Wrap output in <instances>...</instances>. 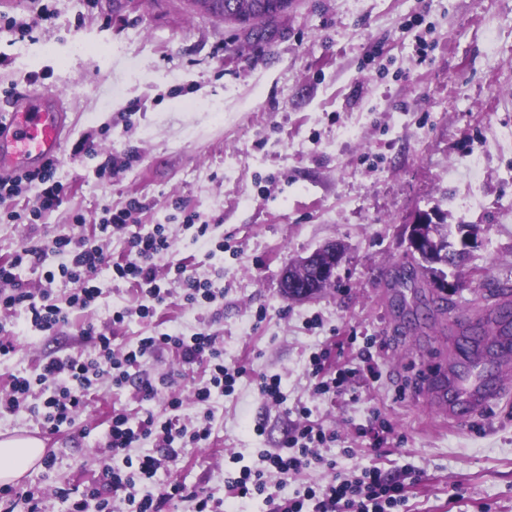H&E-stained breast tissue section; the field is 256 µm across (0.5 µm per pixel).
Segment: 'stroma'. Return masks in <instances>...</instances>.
<instances>
[{"label":"stroma","instance_id":"stroma-1","mask_svg":"<svg viewBox=\"0 0 512 512\" xmlns=\"http://www.w3.org/2000/svg\"><path fill=\"white\" fill-rule=\"evenodd\" d=\"M44 6L57 12L52 23L38 20ZM0 13L36 26L23 42L0 30L10 60L0 66V114L17 97L60 94L56 177L72 187L37 223L0 222V256L72 232L76 214L91 223L137 197L145 207L129 230L165 225L171 247L153 263L172 293L154 316H136L140 292L105 267L99 301L56 333H41L21 310L0 316V335L16 345L0 359V390L48 355L89 350L80 335L89 322L111 327L118 349L158 332L206 331L226 361L250 371L206 406L192 397L204 365L169 351L143 358L126 387L101 380L73 426L47 437L54 468H31L14 483V512H27L31 489L44 512H68L55 491L91 484L108 462L112 412L163 421L171 395L183 400L180 425L210 413L212 436L179 448L155 484L178 480L225 498L228 478L263 469L304 406L338 437L321 455L348 446V474L375 464L403 479L405 512H512V391L460 426L430 406L420 382L430 362L455 367L462 333L489 317L497 289L512 290V141L503 138L512 131V0H292L286 17L253 31L191 0H0ZM77 38L88 51H72ZM212 103L221 112L209 111ZM83 139L96 154L76 152ZM111 154L127 167L98 178ZM474 154L484 158L476 190L463 175ZM435 207L450 226L474 224L482 234L454 270L461 286L447 312L428 321L431 289L398 294L387 283L415 211ZM187 211L209 222L205 237L184 225ZM331 240L346 247L335 283L306 300L283 297L284 266ZM177 262L223 298L182 305L169 271ZM122 309L129 317L112 325ZM366 336L374 340L367 360ZM336 341L344 352L329 371L353 375L320 395L310 358ZM262 375L280 377L283 405L260 394ZM145 379L165 380L155 399L141 398L136 383ZM377 417L391 432L372 433Z\"/></svg>","mask_w":512,"mask_h":512}]
</instances>
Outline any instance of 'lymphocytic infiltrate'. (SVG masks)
Returning <instances> with one entry per match:
<instances>
[{"label": "lymphocytic infiltrate", "instance_id": "obj_1", "mask_svg": "<svg viewBox=\"0 0 512 512\" xmlns=\"http://www.w3.org/2000/svg\"><path fill=\"white\" fill-rule=\"evenodd\" d=\"M57 168V159L51 158L39 170L0 179V204L5 207V217L15 223L30 224L54 211L68 192L67 186L56 177ZM28 193L33 196L31 206L14 208L16 198ZM139 209V203L129 202L92 224L90 233L58 234L46 247L30 246L9 257H0V312L25 306L34 326L44 332L54 331L67 322L69 309L83 310L97 301L101 290L95 277L103 266L108 265L113 276L139 288L146 297V304L137 309L138 315L143 318L153 315L170 298L169 290L157 282L153 263L157 255L167 252L170 247L164 225L131 236L126 253L114 262L100 246L101 241L127 231ZM45 248L66 253L69 262L47 269L43 274L46 286L35 293L19 282L16 270L24 261L38 257ZM59 279L74 285L64 307L55 302L51 290L52 284ZM82 334L93 344L90 352L49 356L35 374L14 377L10 392L0 395V413L17 412L22 398L38 387L42 390L43 400L40 406L32 407V415L46 432H62L72 426L75 414L84 407L91 388L100 378H109L112 385L123 386L132 378L131 368L139 365L145 355L157 351L175 352L189 365H207L209 378L195 391V398L201 403L209 402L216 392L231 394L237 381L248 373L243 363H226L223 347L216 336L207 332L190 336L174 332L146 336L139 340L136 348L125 352L114 350L110 328L89 325L83 328ZM297 413L301 420L286 434L284 453H269L264 457L267 468L284 478L322 459L319 447L327 440L323 429L305 421V408H298ZM211 435L212 428L206 420L189 430L169 420L161 423L149 416L134 423L123 413H113L109 420L107 446L113 456L122 459V466H104L96 484L85 491L62 487L57 494L70 501V512H88L92 506L97 512H112L110 497L121 491L126 492L127 501L135 512H164L171 502L189 497L190 492L183 483L170 482L156 495L149 492L137 494L136 485L153 480L165 462L176 456L184 442L198 444L208 441ZM146 439L154 441L157 454L131 457L129 451L133 444ZM325 462L332 473L331 478L326 483L306 488L295 497L270 493L262 472L248 469L228 482V496L237 501L261 496L270 512H395L396 508L404 506L406 491L403 483L390 478L380 467H365L361 479L352 482L345 477L336 459Z\"/></svg>", "mask_w": 512, "mask_h": 512}]
</instances>
